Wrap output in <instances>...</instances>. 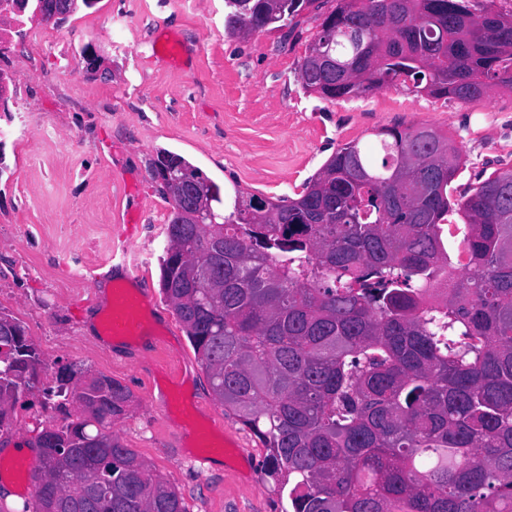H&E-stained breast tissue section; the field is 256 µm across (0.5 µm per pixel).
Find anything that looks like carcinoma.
Returning <instances> with one entry per match:
<instances>
[{
    "mask_svg": "<svg viewBox=\"0 0 512 512\" xmlns=\"http://www.w3.org/2000/svg\"><path fill=\"white\" fill-rule=\"evenodd\" d=\"M54 0H23L43 22ZM304 0H224L250 36L294 24ZM304 54L303 87L331 99L401 84L468 102L512 91V10L471 0H336ZM346 143L268 219L261 196L219 186L176 154L173 174L209 183L210 209L183 224L161 290L225 408L267 450L281 512H512V169L458 199L460 149L430 126ZM467 232L456 252L448 214ZM286 254L278 266L269 251ZM470 271L457 275L458 266ZM375 287H368V279ZM0 314V432L38 395L64 415L38 449L33 510L49 489L88 486L85 512H187L181 495L111 433L133 393L99 375L82 388ZM107 437L110 450L87 444Z\"/></svg>",
    "mask_w": 512,
    "mask_h": 512,
    "instance_id": "carcinoma-1",
    "label": "carcinoma"
}]
</instances>
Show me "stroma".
<instances>
[{
	"label": "stroma",
	"mask_w": 512,
	"mask_h": 512,
	"mask_svg": "<svg viewBox=\"0 0 512 512\" xmlns=\"http://www.w3.org/2000/svg\"><path fill=\"white\" fill-rule=\"evenodd\" d=\"M333 7L315 0L294 28L243 38L226 32L224 0H97L16 47L15 72L40 87L27 101L31 124L56 137L0 141V311L24 324L48 380L71 365L131 389L136 405L112 432L179 492L187 512H279L280 501L263 474L265 448L216 400L161 292L172 206L151 176L158 151L201 169L229 207L239 190L295 196L339 147L385 127L427 125L454 141L464 160L454 198L512 168L510 91L470 102L402 87L349 100L307 91L298 66ZM116 16L123 26L108 25ZM170 41L178 61L153 57L154 44ZM51 43L69 51L70 69H56ZM123 252L156 303L142 320L160 347L106 330L113 258ZM77 258L105 281L69 279ZM160 394L164 413L149 401ZM212 416L228 441L219 460L204 463L191 433Z\"/></svg>",
	"instance_id": "35a3bbf8"
}]
</instances>
